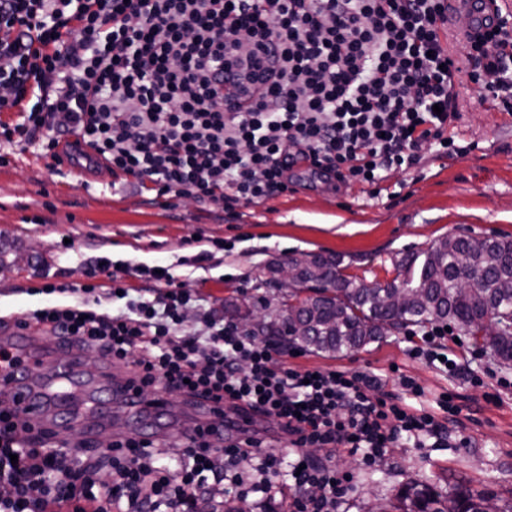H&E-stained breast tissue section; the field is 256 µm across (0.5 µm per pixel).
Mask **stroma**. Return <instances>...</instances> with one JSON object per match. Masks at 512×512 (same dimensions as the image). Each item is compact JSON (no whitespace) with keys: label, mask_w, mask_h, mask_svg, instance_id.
I'll return each instance as SVG.
<instances>
[{"label":"stroma","mask_w":512,"mask_h":512,"mask_svg":"<svg viewBox=\"0 0 512 512\" xmlns=\"http://www.w3.org/2000/svg\"><path fill=\"white\" fill-rule=\"evenodd\" d=\"M459 103L453 133L464 154L422 148L416 165L389 173L377 187L323 180L300 164L290 174L288 195L239 206L234 218L104 167L90 168L84 177L70 173L41 149L0 137V319L81 305L80 287L87 283L105 291L110 275L90 279L83 273L99 257L110 259V274L121 275L128 290L127 299L103 300L99 312L153 299L150 283L129 270L164 265L171 267L177 290L220 316L225 298L255 294L265 264L284 252L341 255L349 274L371 286L395 277L393 262L402 254L427 250L447 234L512 238V115L465 89ZM65 234L73 242L67 251L58 246ZM224 241L225 251L219 248ZM203 249L209 260L195 262ZM48 283L58 292L43 293ZM410 335L407 329L385 334L352 355L281 353L300 371L376 376L379 393L396 389L401 376L411 377L426 401L452 394L466 415L464 446L452 439L393 448L368 469L341 454L342 467L354 475L341 512H364L367 503L393 497L414 478L446 490L461 485L511 497L512 366L464 335V366L440 369L427 356H411Z\"/></svg>","instance_id":"obj_1"}]
</instances>
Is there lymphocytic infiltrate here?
Masks as SVG:
<instances>
[{"instance_id": "lymphocytic-infiltrate-1", "label": "lymphocytic infiltrate", "mask_w": 512, "mask_h": 512, "mask_svg": "<svg viewBox=\"0 0 512 512\" xmlns=\"http://www.w3.org/2000/svg\"><path fill=\"white\" fill-rule=\"evenodd\" d=\"M462 39L463 60L448 46L447 0H0V112L16 115L0 134L50 155L80 137L88 164L227 211L287 194L301 160L377 185L417 164L423 145L458 153L448 129L462 83L512 112V12ZM143 277L163 290L133 314L46 307L21 323L131 367L135 404L161 388L218 415L274 419L287 455L200 425L172 469L150 440L63 450L19 410L0 411V512H199L212 482L275 500L284 471L288 512H338L351 478L337 449L368 468L447 434L461 412L444 396L415 406L422 391L406 377L375 398L366 373L298 371L231 322L182 334L187 300L169 268Z\"/></svg>"}]
</instances>
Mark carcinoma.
Returning <instances> with one entry per match:
<instances>
[{
    "mask_svg": "<svg viewBox=\"0 0 512 512\" xmlns=\"http://www.w3.org/2000/svg\"><path fill=\"white\" fill-rule=\"evenodd\" d=\"M302 270L304 282L313 285L303 306L293 311L274 293L250 302L229 298L224 312H265L272 328L262 327L263 336H291L296 346L328 354L350 353L385 335L408 326L446 323L483 345L498 359L512 362V238L446 235L420 253H408L396 262L403 270V283L414 301L403 309H386L380 296L397 282L373 287L344 273L343 258L336 254L309 253ZM484 273L491 288L488 297L471 296L461 281L463 269ZM494 316L497 326L480 335L483 318ZM488 492L473 494L456 486L442 493L432 485L412 480L395 495V502L376 503L369 512H480Z\"/></svg>",
    "mask_w": 512,
    "mask_h": 512,
    "instance_id": "cac0c4a2",
    "label": "carcinoma"
}]
</instances>
